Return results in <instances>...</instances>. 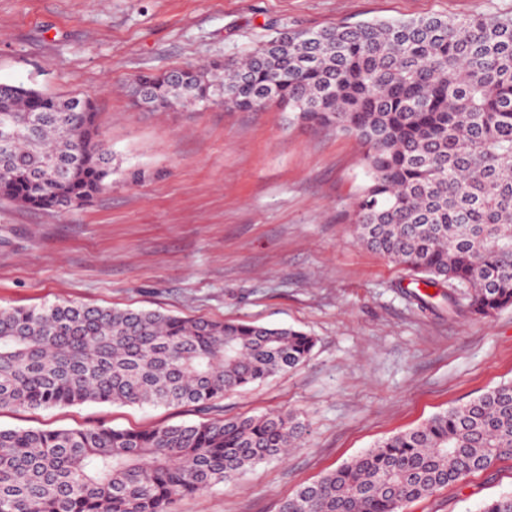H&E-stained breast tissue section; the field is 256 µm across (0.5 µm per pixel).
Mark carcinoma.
I'll use <instances>...</instances> for the list:
<instances>
[{
    "label": "carcinoma",
    "instance_id": "carcinoma-1",
    "mask_svg": "<svg viewBox=\"0 0 512 512\" xmlns=\"http://www.w3.org/2000/svg\"><path fill=\"white\" fill-rule=\"evenodd\" d=\"M181 72L182 80L173 75ZM155 110L276 102L294 120L355 137L368 182L358 242L403 265L432 297L465 289L466 312L512 307V15L427 16L277 33L213 73L135 79ZM89 95L0 92V198L38 209L103 188ZM292 327L58 301L0 307V409L86 402L210 408L304 364ZM304 426L290 413L148 429H1L0 512H173L187 495L282 457ZM512 460V382L384 439L280 503L278 512H402L409 502ZM479 512H512V493Z\"/></svg>",
    "mask_w": 512,
    "mask_h": 512
}]
</instances>
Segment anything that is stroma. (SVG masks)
I'll return each instance as SVG.
<instances>
[{"instance_id":"35a3bbf8","label":"stroma","mask_w":512,"mask_h":512,"mask_svg":"<svg viewBox=\"0 0 512 512\" xmlns=\"http://www.w3.org/2000/svg\"><path fill=\"white\" fill-rule=\"evenodd\" d=\"M512 15V0H0V83L84 93L112 155L91 202L0 199V306L59 300L284 325L313 336L297 369L208 410L84 403L0 411L2 429H143L290 412L299 447L175 512H278L376 442L512 381V308L487 318L415 299L414 275L361 245L358 141L267 105L151 111L138 75L239 59L283 29L425 16ZM512 491V461L410 503L476 512Z\"/></svg>"}]
</instances>
